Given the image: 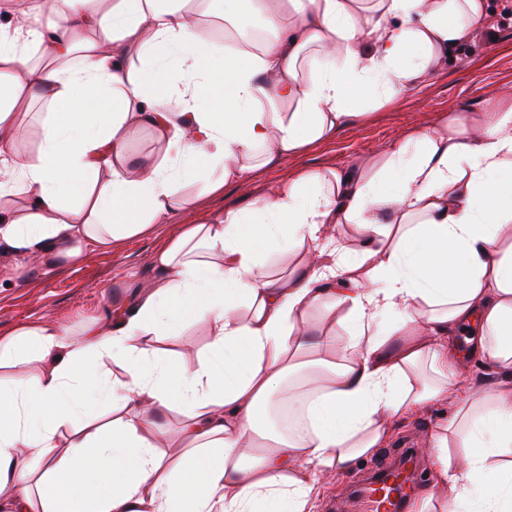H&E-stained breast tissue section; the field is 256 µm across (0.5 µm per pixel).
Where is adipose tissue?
I'll return each instance as SVG.
<instances>
[{"label": "adipose tissue", "mask_w": 512, "mask_h": 512, "mask_svg": "<svg viewBox=\"0 0 512 512\" xmlns=\"http://www.w3.org/2000/svg\"><path fill=\"white\" fill-rule=\"evenodd\" d=\"M245 1L269 32L256 51L214 42L191 0H6L0 249L17 266L61 270L143 236L191 208L174 184L200 169L210 194L330 139L486 17L485 0ZM35 99L39 146L20 153ZM146 127L164 156L129 161ZM270 255L293 257L288 273L262 272ZM151 266L80 342L43 321L0 336V512H311L325 476L443 402L428 452L453 495L420 512H512V105L454 109L277 183L187 225ZM196 321L211 341L189 368L161 343ZM470 327L504 378L489 391L448 386L451 337ZM295 375L298 420L276 426L262 411ZM171 414L175 455L149 431Z\"/></svg>", "instance_id": "obj_1"}]
</instances>
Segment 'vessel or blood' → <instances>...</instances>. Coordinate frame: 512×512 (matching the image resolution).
Masks as SVG:
<instances>
[{
  "instance_id": "vessel-or-blood-1",
  "label": "vessel or blood",
  "mask_w": 512,
  "mask_h": 512,
  "mask_svg": "<svg viewBox=\"0 0 512 512\" xmlns=\"http://www.w3.org/2000/svg\"><path fill=\"white\" fill-rule=\"evenodd\" d=\"M417 486L415 457L406 453L396 466L374 470L361 495L367 512H402Z\"/></svg>"
}]
</instances>
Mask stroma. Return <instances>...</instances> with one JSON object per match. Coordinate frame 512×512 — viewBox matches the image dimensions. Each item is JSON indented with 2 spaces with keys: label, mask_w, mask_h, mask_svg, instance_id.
I'll list each match as a JSON object with an SVG mask.
<instances>
[{
  "label": "stroma",
  "mask_w": 512,
  "mask_h": 512,
  "mask_svg": "<svg viewBox=\"0 0 512 512\" xmlns=\"http://www.w3.org/2000/svg\"><path fill=\"white\" fill-rule=\"evenodd\" d=\"M512 99V0H486V20L473 39L451 51L428 81L396 93L380 106H366L326 141L314 143L278 165L254 170L246 185L225 186L222 193L198 198L190 210L173 214L146 235L90 251L59 272H17L0 258V335L21 323L63 324L71 339L81 340L89 322L121 295L129 277L150 276V260L176 238L185 225L200 224L240 208L270 185L304 171L338 170L352 159L384 150L396 138L432 130L456 106L477 108L489 101ZM434 407L398 424L392 448H426L443 419Z\"/></svg>",
  "instance_id": "obj_1"
}]
</instances>
